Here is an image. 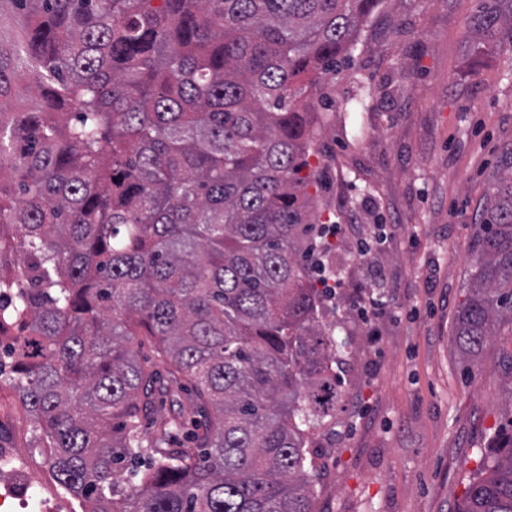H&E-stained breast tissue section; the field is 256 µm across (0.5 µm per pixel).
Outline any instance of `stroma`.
<instances>
[{"instance_id": "35a3bbf8", "label": "stroma", "mask_w": 512, "mask_h": 512, "mask_svg": "<svg viewBox=\"0 0 512 512\" xmlns=\"http://www.w3.org/2000/svg\"><path fill=\"white\" fill-rule=\"evenodd\" d=\"M476 0H383L364 24L353 67L315 99L327 167L325 212L356 225L329 258L349 341L345 409L314 437L313 512H455L482 452L512 420V332L467 369L456 315L490 176L512 145V43L469 51ZM371 88L369 109L346 107ZM385 234L359 259V241ZM381 301L365 326L356 298Z\"/></svg>"}]
</instances>
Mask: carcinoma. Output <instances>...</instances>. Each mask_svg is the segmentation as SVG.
<instances>
[{"instance_id":"obj_1","label":"carcinoma","mask_w":512,"mask_h":512,"mask_svg":"<svg viewBox=\"0 0 512 512\" xmlns=\"http://www.w3.org/2000/svg\"><path fill=\"white\" fill-rule=\"evenodd\" d=\"M379 4L0 0V382L79 512H313L347 341L308 99ZM471 24L512 41V0ZM494 179L466 359L512 325V147ZM455 512H512V434Z\"/></svg>"}]
</instances>
